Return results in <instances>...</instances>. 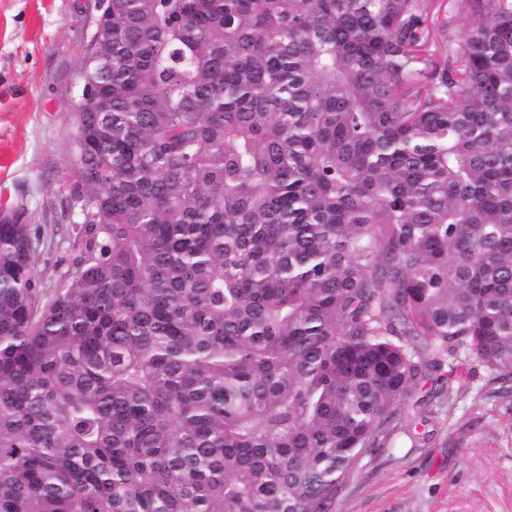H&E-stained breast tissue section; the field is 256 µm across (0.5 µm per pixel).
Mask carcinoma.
<instances>
[{"mask_svg": "<svg viewBox=\"0 0 512 512\" xmlns=\"http://www.w3.org/2000/svg\"><path fill=\"white\" fill-rule=\"evenodd\" d=\"M98 32L51 298L0 219V512H329L426 354L512 382V0Z\"/></svg>", "mask_w": 512, "mask_h": 512, "instance_id": "1", "label": "carcinoma"}]
</instances>
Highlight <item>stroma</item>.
<instances>
[{"instance_id": "1", "label": "stroma", "mask_w": 512, "mask_h": 512, "mask_svg": "<svg viewBox=\"0 0 512 512\" xmlns=\"http://www.w3.org/2000/svg\"><path fill=\"white\" fill-rule=\"evenodd\" d=\"M95 0H0V214L38 228L35 277L52 296L81 222L71 194L74 112ZM465 354L441 355L384 447L363 453L330 512H512V396Z\"/></svg>"}]
</instances>
